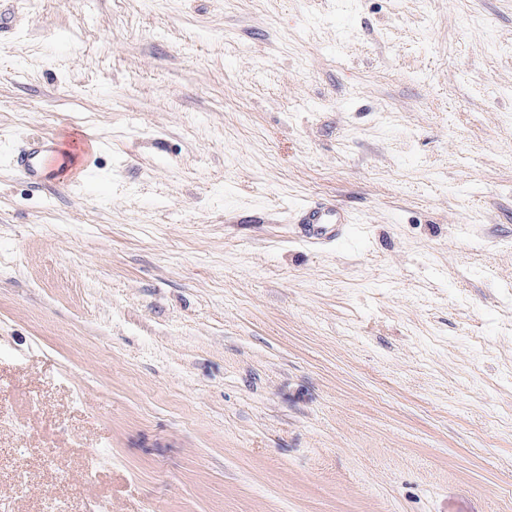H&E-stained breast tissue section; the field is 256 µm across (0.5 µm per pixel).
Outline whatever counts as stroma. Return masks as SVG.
Masks as SVG:
<instances>
[{
  "instance_id": "stroma-1",
  "label": "stroma",
  "mask_w": 512,
  "mask_h": 512,
  "mask_svg": "<svg viewBox=\"0 0 512 512\" xmlns=\"http://www.w3.org/2000/svg\"><path fill=\"white\" fill-rule=\"evenodd\" d=\"M8 6L0 501L512 512V0ZM71 162L52 139H32L14 158L16 168L34 181L49 180L58 170ZM297 213L303 237L311 243L339 239L352 224L348 216L338 208L336 201L331 199L304 203L297 208Z\"/></svg>"
}]
</instances>
